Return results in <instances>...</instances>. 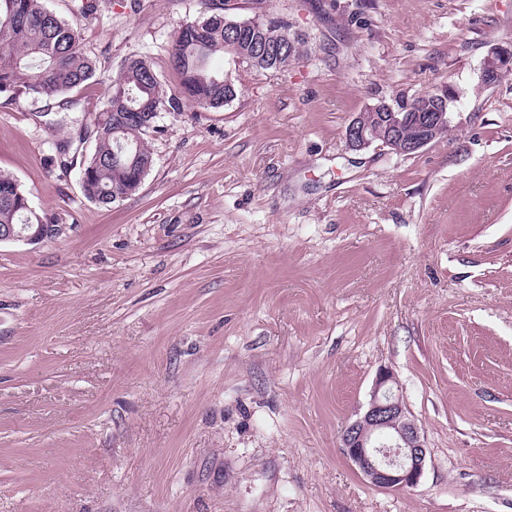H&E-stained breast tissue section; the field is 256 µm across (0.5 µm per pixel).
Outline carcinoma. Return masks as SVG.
<instances>
[{
	"label": "carcinoma",
	"mask_w": 512,
	"mask_h": 512,
	"mask_svg": "<svg viewBox=\"0 0 512 512\" xmlns=\"http://www.w3.org/2000/svg\"><path fill=\"white\" fill-rule=\"evenodd\" d=\"M245 45L232 51L243 57L255 42L268 44L271 67H285L296 56L295 38L284 21H258L248 29ZM224 35V8L208 7L196 20L181 25L171 48V63L180 77L183 97L200 107L224 106L225 74L211 67L212 58L228 52ZM95 65L81 49L79 32L47 10L41 0H0V93L24 92L34 97L57 98L79 87L93 76ZM179 109L176 99H166L156 73L142 58L130 59L112 81L103 108L105 123L84 165L83 194L104 205L116 202L127 183L117 172L137 158L153 164L152 153L142 138L146 127L123 121L132 108L159 112L164 104ZM130 152L114 157V138ZM22 186L0 173V224H21L37 217L26 208Z\"/></svg>",
	"instance_id": "obj_1"
}]
</instances>
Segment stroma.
I'll list each match as a JSON object with an SVG mask.
<instances>
[{"mask_svg": "<svg viewBox=\"0 0 512 512\" xmlns=\"http://www.w3.org/2000/svg\"><path fill=\"white\" fill-rule=\"evenodd\" d=\"M95 74L76 122L0 94V171L62 237L0 244V512H512V0H230L299 41L214 59L237 95L181 100L139 189L80 190L125 61L179 98L175 31L204 0H42ZM448 90L413 155L349 150L378 102ZM391 369L427 446L409 491L341 448ZM512 63V42L507 46H498L491 50L485 59L482 80L488 85H494L500 78L504 68Z\"/></svg>", "mask_w": 512, "mask_h": 512, "instance_id": "1", "label": "stroma"}]
</instances>
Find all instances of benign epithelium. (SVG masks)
I'll use <instances>...</instances> for the list:
<instances>
[{"instance_id":"1","label":"benign epithelium","mask_w":512,"mask_h":512,"mask_svg":"<svg viewBox=\"0 0 512 512\" xmlns=\"http://www.w3.org/2000/svg\"><path fill=\"white\" fill-rule=\"evenodd\" d=\"M511 63L512 42L493 48L484 62L483 82L495 84ZM432 99L440 111L396 112L384 101L367 107L346 128L348 146L359 151L377 142L399 155L416 153L450 130L448 90L433 94ZM63 233L59 224H1L0 243L36 244ZM342 448L360 473L380 489L404 491L419 484L427 448L418 426L408 416L392 370H378L367 408L344 430Z\"/></svg>"}]
</instances>
